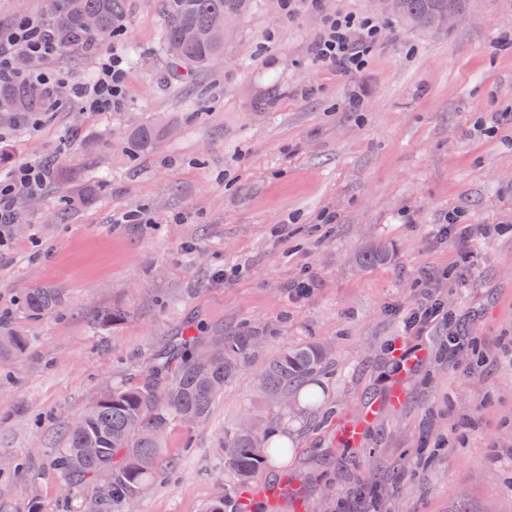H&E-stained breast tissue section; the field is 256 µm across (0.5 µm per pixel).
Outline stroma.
Wrapping results in <instances>:
<instances>
[{
    "label": "stroma",
    "instance_id": "35a3bbf8",
    "mask_svg": "<svg viewBox=\"0 0 512 512\" xmlns=\"http://www.w3.org/2000/svg\"><path fill=\"white\" fill-rule=\"evenodd\" d=\"M320 2L296 0L289 17L253 0L222 62L170 79L160 0H127L120 32L40 64L89 84L105 56H136L122 106L90 112L65 89L62 111L0 127V172H56L18 196L0 242V318L33 338L0 367V512H52L64 429L103 390L140 381L185 329L246 327L263 343L206 417L170 427L134 512L235 497L222 448L247 418L293 450L257 482L303 489L252 512H512V0H467L446 32L385 17L355 74L317 66L313 48L325 15L376 9ZM145 126L156 141L138 153ZM451 212L469 238L443 233ZM380 247L388 258L364 264ZM34 285L59 289L62 307L30 317L17 296ZM429 296L448 321L408 331L403 311ZM112 309L124 321L101 323ZM316 343L329 351L311 380L319 405L287 411L258 390L269 362ZM403 343L422 348L415 368L392 360ZM373 402L345 438L342 421Z\"/></svg>",
    "mask_w": 512,
    "mask_h": 512
}]
</instances>
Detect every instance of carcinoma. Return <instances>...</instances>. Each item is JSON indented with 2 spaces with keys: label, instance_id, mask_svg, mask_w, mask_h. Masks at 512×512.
I'll use <instances>...</instances> for the list:
<instances>
[{
  "label": "carcinoma",
  "instance_id": "obj_1",
  "mask_svg": "<svg viewBox=\"0 0 512 512\" xmlns=\"http://www.w3.org/2000/svg\"><path fill=\"white\" fill-rule=\"evenodd\" d=\"M251 0H161L163 47L175 71L187 76L207 69L211 59L224 54V41L215 29L224 14H245ZM448 0H397L393 16L414 30H445L439 16ZM126 0H52L51 13L41 24L60 47L88 45L89 35L110 37L121 28ZM97 26L89 29L85 18ZM197 32L192 44L182 43V33ZM58 105L40 85L22 78L0 80V124H19L37 112H51ZM22 303L32 316L59 309L62 294L55 288L35 285ZM224 346L207 361L198 359L200 336H178L155 355L143 381L115 384L101 393L68 427L66 448L60 453L58 471L65 485L97 481L98 473L112 474V484L101 487L106 501L132 504L148 480L161 448L163 434L175 422L191 426L205 417L224 384L236 378L245 360L262 341L249 330L224 336ZM27 334L0 322V361L8 362L28 349ZM327 361L326 349L309 344L285 352L259 375L262 392L276 400L295 384L319 372ZM95 448L91 457L82 449ZM288 444L272 442L269 434L238 428L224 439V463L248 482L266 460L288 457Z\"/></svg>",
  "mask_w": 512,
  "mask_h": 512
}]
</instances>
